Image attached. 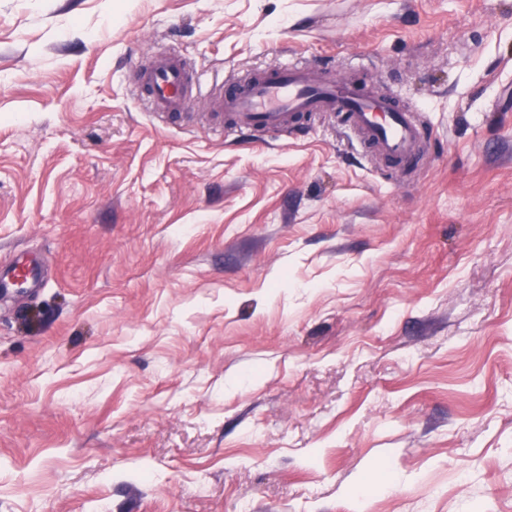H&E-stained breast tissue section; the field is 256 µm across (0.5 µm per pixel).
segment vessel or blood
Masks as SVG:
<instances>
[{
    "mask_svg": "<svg viewBox=\"0 0 512 512\" xmlns=\"http://www.w3.org/2000/svg\"><path fill=\"white\" fill-rule=\"evenodd\" d=\"M150 109L176 114L201 95L189 85L182 59L173 53L155 56L143 72ZM219 111L228 112L241 130L259 126L283 132L300 113L333 112L347 121L361 142L372 147L386 165L412 168L418 160L421 125L412 112L398 108L388 96H375L355 82L325 81L315 66L283 63L273 71L250 78L212 94ZM40 273L33 266H12L0 271V289L36 286Z\"/></svg>",
    "mask_w": 512,
    "mask_h": 512,
    "instance_id": "b4317fda",
    "label": "vessel or blood"
}]
</instances>
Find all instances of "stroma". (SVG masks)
Listing matches in <instances>:
<instances>
[{
  "instance_id": "1",
  "label": "stroma",
  "mask_w": 512,
  "mask_h": 512,
  "mask_svg": "<svg viewBox=\"0 0 512 512\" xmlns=\"http://www.w3.org/2000/svg\"><path fill=\"white\" fill-rule=\"evenodd\" d=\"M418 112L216 135L137 66ZM0 512H512V0H0ZM142 79L152 112L180 113L194 97L208 96L217 102V112L236 119L240 131L260 126L276 133L298 113L334 112L386 165L409 169L418 160L421 124L412 112L398 108L391 97L369 94L353 81L327 82L309 64L286 62L230 85L225 93L204 95L199 79L194 86L187 83L182 59L168 53L155 56ZM40 279L39 270L34 266H12L0 270V291L10 288L35 287Z\"/></svg>"
}]
</instances>
